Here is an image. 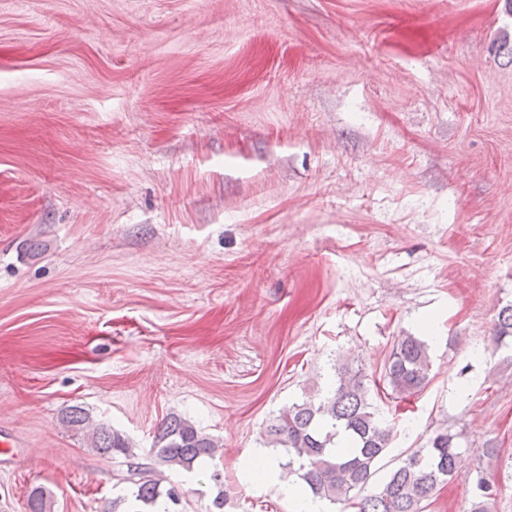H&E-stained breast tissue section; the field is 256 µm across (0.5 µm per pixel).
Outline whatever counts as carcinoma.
<instances>
[{
	"label": "carcinoma",
	"instance_id": "1",
	"mask_svg": "<svg viewBox=\"0 0 512 512\" xmlns=\"http://www.w3.org/2000/svg\"><path fill=\"white\" fill-rule=\"evenodd\" d=\"M512 339V305L502 308L493 327L497 345ZM432 361L426 341L413 334L397 337L379 377L363 366L342 363L322 394L294 403L267 427L269 443L288 453L284 467L298 474L310 492L331 504L352 505L358 512H423L422 503L434 489L450 480L462 462L459 435L449 429L434 433L394 467L378 492L364 494L384 456L392 428L369 399L371 384L382 382L388 395L403 399L423 390L431 381ZM62 421L84 433L90 447L103 455L123 459L127 493L112 501L116 509L134 502L133 512H154L158 501L164 512H182L185 493L175 486L161 487L153 466L136 461L129 439L104 424H95L85 410L72 405ZM343 433L346 448L335 452L336 435ZM218 442L188 418L170 412L157 425L150 452L170 468L190 471L196 463L212 459ZM497 490L484 478L476 484L470 512H488V500ZM29 512H48L46 490L32 487L27 496Z\"/></svg>",
	"mask_w": 512,
	"mask_h": 512
}]
</instances>
